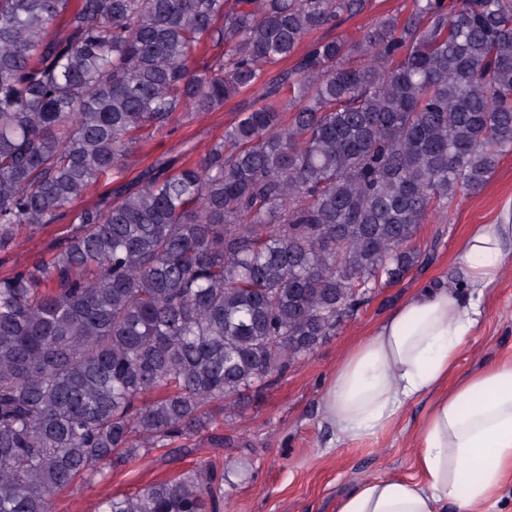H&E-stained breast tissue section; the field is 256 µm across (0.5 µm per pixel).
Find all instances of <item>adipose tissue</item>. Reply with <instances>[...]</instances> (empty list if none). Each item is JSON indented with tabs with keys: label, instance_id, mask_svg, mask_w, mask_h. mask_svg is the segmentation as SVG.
Wrapping results in <instances>:
<instances>
[{
	"label": "adipose tissue",
	"instance_id": "adipose-tissue-1",
	"mask_svg": "<svg viewBox=\"0 0 512 512\" xmlns=\"http://www.w3.org/2000/svg\"><path fill=\"white\" fill-rule=\"evenodd\" d=\"M511 261L509 206L464 239L461 282L420 288L337 366L324 419L340 438L386 429L423 396L433 402L419 432L420 481L360 479L336 512H486L512 482V359L446 386L481 324V295Z\"/></svg>",
	"mask_w": 512,
	"mask_h": 512
}]
</instances>
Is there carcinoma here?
<instances>
[{
    "label": "carcinoma",
    "mask_w": 512,
    "mask_h": 512,
    "mask_svg": "<svg viewBox=\"0 0 512 512\" xmlns=\"http://www.w3.org/2000/svg\"><path fill=\"white\" fill-rule=\"evenodd\" d=\"M368 2L0 0V251L75 224L0 278V512H53L220 425L423 262L427 216L512 151V0H412L355 41L315 37ZM288 61L204 158L70 213L140 129ZM223 480L206 463L98 512H206ZM71 217L57 224H48L31 236H22L16 248L0 252V277L26 266L49 259L53 247L62 242L72 231Z\"/></svg>",
    "instance_id": "obj_1"
}]
</instances>
